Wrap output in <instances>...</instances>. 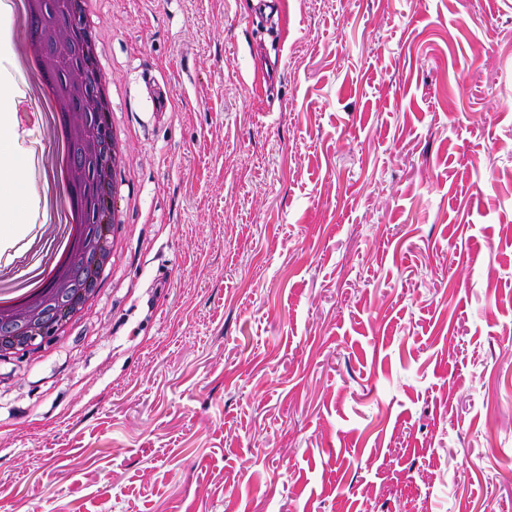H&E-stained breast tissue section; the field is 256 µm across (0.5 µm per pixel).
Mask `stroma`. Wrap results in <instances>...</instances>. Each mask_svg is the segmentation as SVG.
I'll return each mask as SVG.
<instances>
[{
    "label": "stroma",
    "mask_w": 512,
    "mask_h": 512,
    "mask_svg": "<svg viewBox=\"0 0 512 512\" xmlns=\"http://www.w3.org/2000/svg\"><path fill=\"white\" fill-rule=\"evenodd\" d=\"M276 8L100 0L127 227L0 357V512H512V0ZM24 49L0 269L49 219Z\"/></svg>",
    "instance_id": "obj_1"
}]
</instances>
